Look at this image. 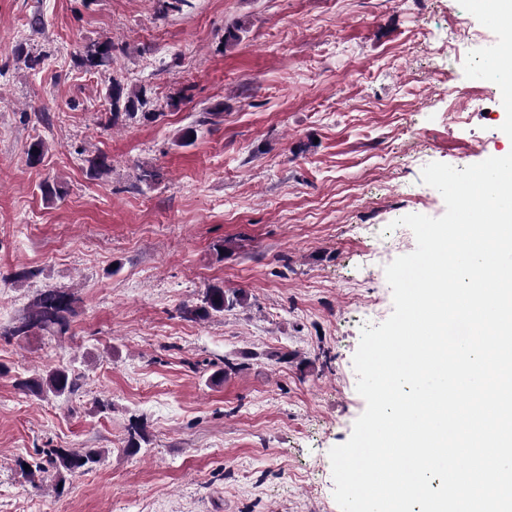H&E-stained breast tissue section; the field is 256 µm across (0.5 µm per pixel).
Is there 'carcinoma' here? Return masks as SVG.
I'll list each match as a JSON object with an SVG mask.
<instances>
[{"label":"carcinoma","instance_id":"carcinoma-1","mask_svg":"<svg viewBox=\"0 0 512 512\" xmlns=\"http://www.w3.org/2000/svg\"><path fill=\"white\" fill-rule=\"evenodd\" d=\"M116 47L110 40L90 42L77 52L79 66L88 73H106L112 66V56ZM109 98L108 122L115 124L123 117L133 118L138 111L149 104L145 89L133 90L125 87L121 79L112 77L107 86ZM243 295L233 292L228 294L224 288L211 286L199 306H185L181 315L188 320L206 318L222 314L242 301ZM75 314V299L60 288H44L37 293L30 303L25 315L18 319L6 331L8 336H28L35 331H45L53 335H64L70 327V318ZM19 386L36 397L47 393L62 396L72 391L74 382L65 369H56L45 376L29 378L19 382ZM46 464L36 463L27 470L34 478L51 467L57 475L73 473L78 470L89 471L101 460L100 451L88 448L73 451L66 448H48L42 450Z\"/></svg>","mask_w":512,"mask_h":512}]
</instances>
